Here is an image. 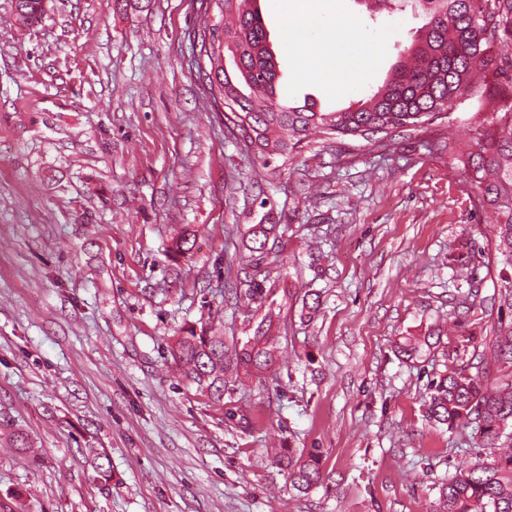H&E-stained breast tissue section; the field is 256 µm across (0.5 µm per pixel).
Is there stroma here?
Here are the masks:
<instances>
[{
	"label": "stroma",
	"mask_w": 512,
	"mask_h": 512,
	"mask_svg": "<svg viewBox=\"0 0 512 512\" xmlns=\"http://www.w3.org/2000/svg\"><path fill=\"white\" fill-rule=\"evenodd\" d=\"M257 3L280 101L324 112L381 87L425 23L341 0L356 31L324 42L313 73L308 45L285 47L280 0ZM214 18L199 0H47L26 29L0 0V506L433 512L484 452L425 401L497 317L492 217L447 145L488 113L468 96L423 131L315 135L268 174L199 73L193 37ZM253 224L277 227L261 255ZM186 230L191 256L170 252ZM248 275L265 289L250 305L235 299ZM267 315L279 362L262 378L220 408L180 380L167 345L182 329L243 343ZM86 448L109 455V485ZM288 448L322 455L308 493L274 460Z\"/></svg>",
	"instance_id": "35a3bbf8"
}]
</instances>
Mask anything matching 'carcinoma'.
<instances>
[{"label":"carcinoma","instance_id":"obj_1","mask_svg":"<svg viewBox=\"0 0 512 512\" xmlns=\"http://www.w3.org/2000/svg\"><path fill=\"white\" fill-rule=\"evenodd\" d=\"M252 0H200L215 5L220 15H236L205 26L195 35L199 55L207 58L203 78L224 94L230 79L224 67L232 58L240 93L238 112L226 117L244 138L256 137L254 153L262 167L281 157L290 159L309 135L365 137L377 133L392 136L406 129L426 128L440 113L450 109L463 95L477 96L491 111L487 122L466 144L448 143L476 185L481 208L495 217L494 265L500 281L498 317L491 325L492 342L473 346L475 374L463 367H448L434 375L429 384L428 414L448 429L473 428L486 440V453L467 469L441 484L435 512H512V433L509 445L499 443L512 428V380L489 381L491 372L512 354V108L503 112L497 97L484 91L508 76L512 58L501 65L490 57L497 41L512 50V0H413L426 17L417 39L408 48L410 61L400 62L384 88L368 94L346 109L315 110V104L284 107L265 96L275 86L278 62L269 47L262 45L265 30ZM274 224H253L248 229L252 252L264 253L274 233ZM272 318L264 317L253 336L240 346H229L224 337L205 327L186 328L169 345V353L180 366V377L216 406L224 405L229 391L227 375L234 381L250 378L269 369L275 360V338L269 335ZM86 462L104 482L112 479V463L98 448L83 451ZM276 463L288 470L293 489L308 492L321 479L320 456L282 453Z\"/></svg>","mask_w":512,"mask_h":512}]
</instances>
